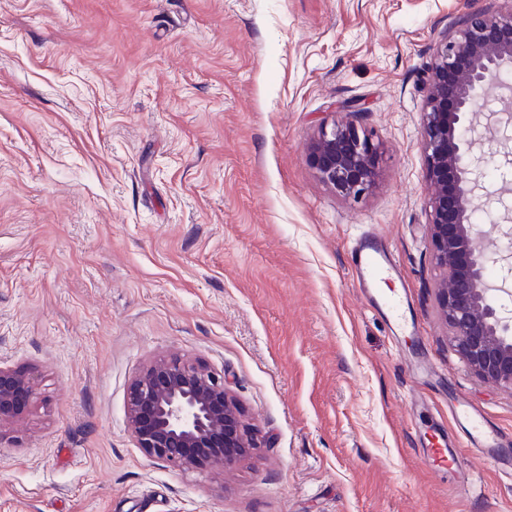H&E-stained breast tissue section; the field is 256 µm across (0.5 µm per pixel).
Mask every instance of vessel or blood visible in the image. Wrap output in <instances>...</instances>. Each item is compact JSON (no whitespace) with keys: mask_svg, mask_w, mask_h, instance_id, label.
<instances>
[{"mask_svg":"<svg viewBox=\"0 0 512 512\" xmlns=\"http://www.w3.org/2000/svg\"><path fill=\"white\" fill-rule=\"evenodd\" d=\"M352 266L358 286L367 301L382 313L400 317L399 294L393 292L384 296L377 290L378 281L389 279L397 273V266L382 240L374 235L361 238L352 251ZM454 413L468 423L475 454L487 459L495 458V450L500 447L502 437L483 414L461 403L455 405Z\"/></svg>","mask_w":512,"mask_h":512,"instance_id":"1","label":"vessel or blood"}]
</instances>
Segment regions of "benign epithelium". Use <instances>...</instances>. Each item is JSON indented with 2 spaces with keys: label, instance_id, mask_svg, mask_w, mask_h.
I'll list each match as a JSON object with an SVG mask.
<instances>
[{
  "label": "benign epithelium",
  "instance_id": "obj_1",
  "mask_svg": "<svg viewBox=\"0 0 512 512\" xmlns=\"http://www.w3.org/2000/svg\"><path fill=\"white\" fill-rule=\"evenodd\" d=\"M512 8L491 13L472 7L453 34L438 45L426 77L422 141L429 200L432 261L442 272L439 301L454 351L480 381L512 391V313L497 305V289L486 277L490 262L480 250L482 230L471 222L483 157L464 150L490 86L511 88ZM345 117L321 125L309 145V162L338 194L359 198L375 186L382 146L358 124L356 102ZM38 398L28 370L0 361V438L21 421ZM127 419L131 435L149 458L183 470L233 466L258 449L241 419L239 404L203 363L175 355L151 360L130 382Z\"/></svg>",
  "mask_w": 512,
  "mask_h": 512
}]
</instances>
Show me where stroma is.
<instances>
[{
  "label": "stroma",
  "mask_w": 512,
  "mask_h": 512,
  "mask_svg": "<svg viewBox=\"0 0 512 512\" xmlns=\"http://www.w3.org/2000/svg\"><path fill=\"white\" fill-rule=\"evenodd\" d=\"M469 0H0V360L39 397L0 435V512H512L451 396L512 439L439 317L421 148L425 77ZM472 220L500 252L512 160L486 91ZM383 147L368 194L307 154L342 102ZM396 258L402 320L351 248ZM223 377L260 449L227 469L148 459L127 388L154 355ZM443 433L461 474L430 468ZM352 266L358 287L367 299L382 313L401 318V297L396 292L379 294L377 283L397 275V266L380 238L368 235L361 238L352 251Z\"/></svg>",
  "instance_id": "1"
}]
</instances>
